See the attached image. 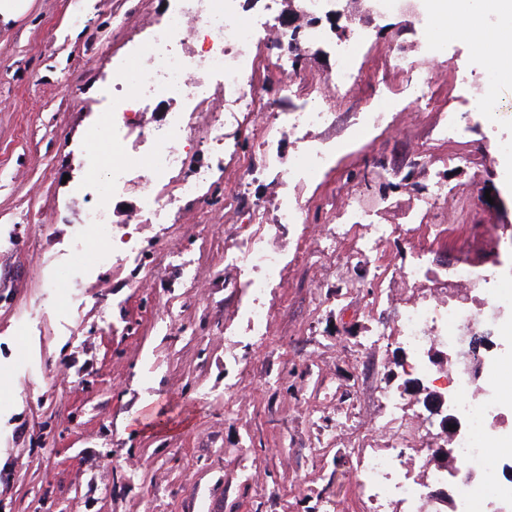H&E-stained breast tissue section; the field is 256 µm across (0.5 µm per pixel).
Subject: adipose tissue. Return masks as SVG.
Listing matches in <instances>:
<instances>
[{
    "instance_id": "adipose-tissue-1",
    "label": "adipose tissue",
    "mask_w": 512,
    "mask_h": 512,
    "mask_svg": "<svg viewBox=\"0 0 512 512\" xmlns=\"http://www.w3.org/2000/svg\"><path fill=\"white\" fill-rule=\"evenodd\" d=\"M498 18L497 30L488 29L482 22L485 13ZM441 13L448 20L450 35L490 46L512 36V0H449Z\"/></svg>"
}]
</instances>
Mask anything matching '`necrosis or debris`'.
Returning a JSON list of instances; mask_svg holds the SVG:
<instances>
[{"label":"necrosis or debris","instance_id":"4bbe7bcc","mask_svg":"<svg viewBox=\"0 0 512 512\" xmlns=\"http://www.w3.org/2000/svg\"><path fill=\"white\" fill-rule=\"evenodd\" d=\"M242 1L170 0L167 16L116 60L111 119L100 125L93 137L118 159L108 171L109 191L84 213L87 231L74 243L76 255L91 250L97 259H110L107 231L112 201L129 187L138 189L143 223H167L211 177L210 168L191 161L195 143L205 140L212 148L223 149L228 115L262 108L255 82L258 67L278 74L296 70L304 48L291 44L288 27L274 8L275 0H246L263 7L255 21L248 23L243 20ZM369 38L368 30L361 28L351 40L335 47L337 94H346L359 82L356 62ZM439 50L436 42L428 40L418 57L396 53L389 58L391 67L409 74V87L424 105L429 102L433 79L429 65ZM216 75L223 78L224 109L211 114L201 128L195 114L208 102L209 80ZM285 90L296 93L299 102L290 112L266 109L264 141L330 119L325 100L314 92L298 91L290 84ZM148 101L165 105L162 123L143 149L128 151L124 132L135 125ZM386 232V225H377L372 238L356 244L380 289L390 287L393 277L413 280L427 271V252L421 249L414 263L389 275L379 256ZM231 262L239 271L240 287L251 299L247 310L250 330L254 336L266 338L271 313L264 299L271 281L281 272L282 257L267 247L262 235L252 233L243 238ZM447 277V301L410 304L397 316L400 340L410 353L406 375L442 391L447 397L446 412L455 421L453 448L460 475L452 479L439 470L433 481L448 487L453 512H512V478L489 483L474 469L490 447L499 449L500 460L512 469V393L495 383L511 363L501 348L504 340H512V264L456 261ZM477 335L486 337L488 345L474 357L475 372L444 373L436 368L432 349H439L453 362L466 350L468 338ZM421 434L419 425L406 423L402 436L393 443L395 455L363 456L355 469L359 493L378 506L404 500L411 504V512H442L440 504L429 499L425 486L408 484L400 476L398 451L408 439Z\"/></svg>","mask_w":512,"mask_h":512}]
</instances>
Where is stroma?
Instances as JSON below:
<instances>
[{"mask_svg": "<svg viewBox=\"0 0 512 512\" xmlns=\"http://www.w3.org/2000/svg\"><path fill=\"white\" fill-rule=\"evenodd\" d=\"M76 1L34 0L0 27V512H370L356 462L389 454L399 433L374 423L377 394L401 389L413 418L426 411L428 386L406 382L397 337L370 349L367 332L441 296L443 283H395L384 311L351 245L335 255L319 242L341 208L375 211L396 229L386 263L404 266L413 249L406 216L438 175L453 199L436 203L429 223L472 225L464 259L497 260L483 227L512 233V157L496 147L512 127L476 116L478 94L453 80L465 69L489 81L493 50L444 37L426 108L406 96L408 75L388 58L439 30L403 7L371 22L365 78L345 96L324 47L289 77L259 71L262 102L289 107L284 83L312 80L333 105L327 124L278 146L283 158L308 141L335 150L316 183L292 188L306 204L300 223H277L272 169L251 188L262 213L224 203L240 156L262 138V117L248 114L227 127L231 149L212 184L169 223H130L136 189L116 199L114 225H128L142 247L141 263L124 265L73 255L86 203L71 179L95 153L89 129L107 120L101 91L113 59L167 0H80V10ZM370 109L381 112L380 127H360ZM452 112L470 115L469 131L441 139ZM382 168L396 188L381 204L368 182ZM253 232L284 256L262 342L247 334V296L224 261ZM165 248L194 259L195 279L160 263ZM147 402L171 427L136 428Z\"/></svg>", "mask_w": 512, "mask_h": 512, "instance_id": "35a3bbf8", "label": "stroma"}]
</instances>
